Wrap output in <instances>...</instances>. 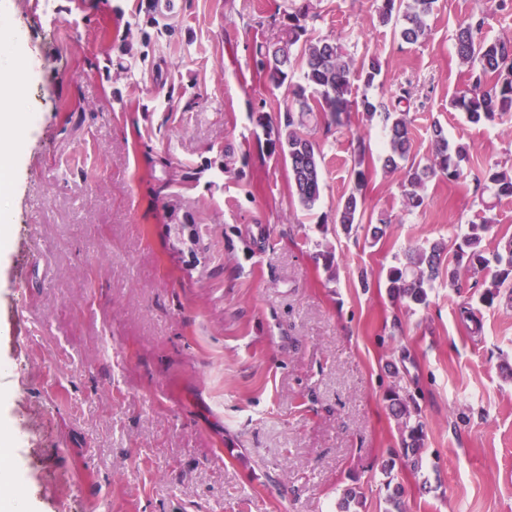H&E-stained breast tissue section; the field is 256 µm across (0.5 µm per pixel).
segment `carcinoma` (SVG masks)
I'll list each match as a JSON object with an SVG mask.
<instances>
[{
    "mask_svg": "<svg viewBox=\"0 0 512 512\" xmlns=\"http://www.w3.org/2000/svg\"><path fill=\"white\" fill-rule=\"evenodd\" d=\"M437 0H379L378 18L388 25L398 20L397 49L414 45L425 36L426 19L432 14ZM319 18L310 12L309 0L288 13V39L274 49L257 47L255 67L264 73L276 87H287L288 102L276 121L259 118L258 124L269 127L273 138L268 140L270 153H278L288 160L290 182L300 205L310 211L321 195V156L311 138V125L321 124L325 132L341 130L349 125L353 111L366 120L379 119L387 145L384 167L401 173V187L407 210L420 208L425 203L422 194L427 182L438 179L457 181L462 177L461 162L468 159L470 147L448 140L441 126L433 128L434 152L421 164L410 160L412 149L411 107L414 93L411 84H400L386 99L373 100L364 95L352 97L356 81L370 87L382 72V61L371 56L354 65L341 43L322 38L315 42L308 38L307 25ZM485 17H471L461 22L454 38L455 54L467 66L466 88L452 105L466 112L473 124H495L512 112V39L488 41L481 37ZM297 48L301 81L289 76L292 67V48ZM368 147L363 138H357V157L352 177L354 190L340 203L336 223L347 233L362 223L364 200L362 191L368 178L364 167ZM490 193L495 199L512 198V174L495 168L485 172L484 180L476 182L473 194L484 198ZM487 224H473L457 246L455 263L448 266V283L461 286L470 271L483 270L490 259L481 247ZM443 246L418 248L405 254V262L390 268L387 276L389 294L408 304L425 306L432 282L439 276ZM499 266L486 289L484 298L492 301L500 288L512 280V237L493 255ZM393 416L407 436L402 440L403 456L419 464V451L424 430L421 421L413 418L410 406L398 398L390 405Z\"/></svg>",
    "mask_w": 512,
    "mask_h": 512,
    "instance_id": "1",
    "label": "carcinoma"
}]
</instances>
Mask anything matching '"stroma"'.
I'll return each instance as SVG.
<instances>
[{
	"label": "stroma",
	"mask_w": 512,
	"mask_h": 512,
	"mask_svg": "<svg viewBox=\"0 0 512 512\" xmlns=\"http://www.w3.org/2000/svg\"><path fill=\"white\" fill-rule=\"evenodd\" d=\"M496 3L438 0L401 50L376 0H312L311 38L385 62L354 94L412 84V158L430 157L437 124L472 150L463 180L429 181L409 211L380 124L352 115L315 134L308 211L258 125L287 90L253 57L279 45L291 0H179L172 17L151 0H0L31 117L0 253V423L31 512H336L348 489L357 512H387L393 486L404 512H512V290L489 304L493 269L459 288L443 271L417 308L386 282L410 247L441 243L453 262L470 225L490 224V251L512 237V199L488 210L471 192L512 167V115L473 124L450 105L458 24L481 14L487 39H512ZM360 132L370 177L349 235L336 211ZM393 391L424 425L416 466Z\"/></svg>",
	"instance_id": "stroma-1"
}]
</instances>
